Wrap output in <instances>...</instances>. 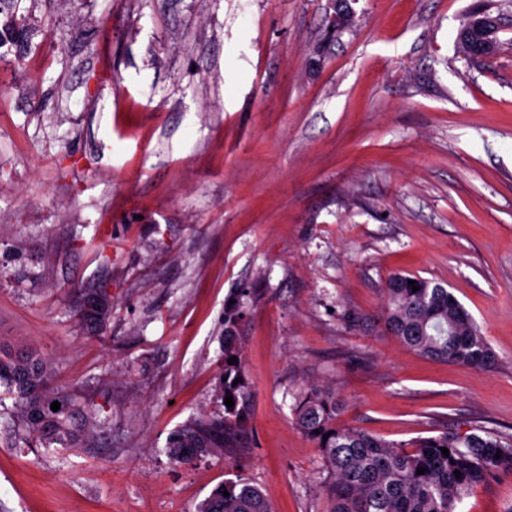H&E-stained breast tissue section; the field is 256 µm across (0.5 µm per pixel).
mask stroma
<instances>
[{
	"label": "stroma",
	"mask_w": 512,
	"mask_h": 512,
	"mask_svg": "<svg viewBox=\"0 0 512 512\" xmlns=\"http://www.w3.org/2000/svg\"><path fill=\"white\" fill-rule=\"evenodd\" d=\"M22 0L40 73L0 48V344L93 402L94 442L22 439L0 396V512H196L249 479L276 512H328L292 421L318 383L395 442L512 435V0ZM500 52L460 53L464 17ZM395 273L449 288L497 356L476 371L385 328ZM112 305L79 322L85 289ZM252 391L234 447L167 454L224 411V310ZM460 512H512V474ZM475 29L481 35L482 40L478 44V50L483 53H488L494 47V35L500 30V24L497 18L480 17L475 22ZM500 48V43L497 40L496 48L493 49L485 58H490L495 55ZM99 297L102 301V308L95 312L91 313L89 311V303L93 297ZM76 313L81 320L93 321L99 324H103L105 320L108 318L110 313V301L108 296L102 290L99 291H90L83 295L82 301L79 307L76 309Z\"/></svg>",
	"instance_id": "stroma-1"
}]
</instances>
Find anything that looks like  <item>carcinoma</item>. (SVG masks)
Returning a JSON list of instances; mask_svg holds the SVG:
<instances>
[{
	"label": "carcinoma",
	"instance_id": "obj_1",
	"mask_svg": "<svg viewBox=\"0 0 512 512\" xmlns=\"http://www.w3.org/2000/svg\"><path fill=\"white\" fill-rule=\"evenodd\" d=\"M473 15L464 20L458 35L460 51L476 57L471 28ZM354 16L348 6L336 10L333 28L349 29ZM419 287L413 291L408 281ZM386 327L406 347L426 356L475 370L495 365L497 358L472 316L448 289L413 275L395 273L384 288ZM76 313L81 320L99 324L110 313L105 292L83 295ZM244 312L231 305L224 315V364L221 390L233 397L234 407L224 415L201 414L190 419L169 438V456L182 464L212 452H222L246 429L251 389L245 379L236 339ZM241 382L234 383L235 379ZM0 386L18 398V427L27 438L45 446L58 444L84 448L99 427L93 403L53 384L47 361L33 352L0 346ZM59 402L57 411L51 410ZM342 404L336 395L318 385L304 388L292 412L301 432L320 448L327 471L324 493L329 512H457L458 504L473 487L500 473H512V437L483 430L464 435L444 432L404 445L362 428L339 423ZM328 438H323V435ZM448 449L449 455L442 454ZM500 458H495V455ZM425 473H417V469ZM460 471L456 477L454 471ZM229 496H224L223 492ZM198 512H274L269 498L245 479L217 486L199 505Z\"/></svg>",
	"mask_w": 512,
	"mask_h": 512
}]
</instances>
